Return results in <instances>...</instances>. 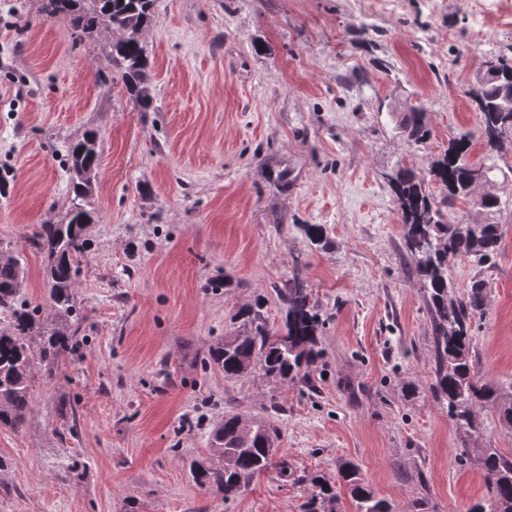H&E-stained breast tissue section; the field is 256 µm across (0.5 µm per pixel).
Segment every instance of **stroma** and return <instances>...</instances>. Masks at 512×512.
<instances>
[{
    "instance_id": "1",
    "label": "stroma",
    "mask_w": 512,
    "mask_h": 512,
    "mask_svg": "<svg viewBox=\"0 0 512 512\" xmlns=\"http://www.w3.org/2000/svg\"><path fill=\"white\" fill-rule=\"evenodd\" d=\"M41 6L0 0V242L23 257L22 295L42 317L54 310L28 239L70 207L67 144L97 130L101 165L79 345L35 380L25 426L0 428V512H301L307 484L273 470L230 500L195 484L188 464L229 413L275 425L297 472L357 462L400 512L485 499L477 451L512 457V427L487 407L483 438H463L435 393L392 179L401 166L428 177L463 134L483 161L469 91L488 54L512 58V0H154L150 112L109 64L111 32L73 34ZM414 107L430 129L419 145L399 127ZM500 155L497 254L448 277L461 294L483 281L473 366L512 392L511 135ZM307 224L325 225L327 246ZM296 269L325 320L310 385L225 378L209 350L257 301L280 327L273 287Z\"/></svg>"
}]
</instances>
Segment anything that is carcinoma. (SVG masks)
<instances>
[{"label":"carcinoma","instance_id":"obj_1","mask_svg":"<svg viewBox=\"0 0 512 512\" xmlns=\"http://www.w3.org/2000/svg\"><path fill=\"white\" fill-rule=\"evenodd\" d=\"M154 0H43L42 12L49 18L61 17L70 29L82 34L98 30L116 33L112 39L111 65L121 73L128 94L140 110L152 109L149 57L141 40ZM500 64L503 76L472 91L481 112L485 158L479 165L467 162L471 143L462 135L431 162V181L445 190L433 196L425 180L410 169L400 168L392 189L401 212L403 237L413 259L414 273L423 291L433 324L434 388L448 401L456 430L468 437L483 435L477 412L487 404L495 407L498 418L512 426V393L478 376L472 364L473 323L485 314V295L475 282L463 296L448 281V264L467 259L485 264L498 251L497 224H476L463 231L457 220L447 216L457 201L469 194L471 169L487 173L498 169L502 138L512 133V93L504 84L512 82V60L491 56ZM406 138L419 145L429 139L423 112L413 110L401 122ZM99 135L93 130L66 146L70 174L71 206L66 220L40 224L29 242L45 258V277L56 320L39 318V308L21 298L24 266L19 256L0 247V313L6 326L0 327V426L12 430L24 427L31 413L33 370L52 378L63 359L77 347L79 328H70L69 319L78 316L74 298V276L84 251L86 231L95 223L86 209L100 164ZM433 240L434 247H420L421 240ZM283 304L285 321L279 329L267 326L260 303L237 313L244 330L224 339L211 349L210 361L227 379L257 374L274 383L305 385L320 358L321 318L313 301L312 289L298 277L274 287ZM236 414L224 422L210 438L209 456L194 460L190 470L202 488H214L228 500L242 494L257 475L276 466L280 477L294 476L284 460L273 463L277 428L265 420L255 421L253 434L239 427ZM476 463L483 475L491 510L473 504L468 512H512V458L496 448H480ZM313 487L305 512H338L340 489L346 488L356 512H394L392 503L379 497L362 474L359 465L344 460L334 474L309 478Z\"/></svg>","mask_w":512,"mask_h":512}]
</instances>
